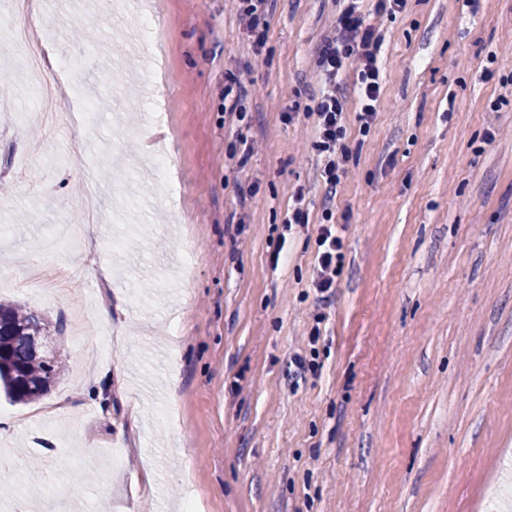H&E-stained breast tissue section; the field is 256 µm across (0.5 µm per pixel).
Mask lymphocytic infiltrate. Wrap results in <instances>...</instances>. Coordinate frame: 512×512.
<instances>
[{
	"label": "lymphocytic infiltrate",
	"instance_id": "1",
	"mask_svg": "<svg viewBox=\"0 0 512 512\" xmlns=\"http://www.w3.org/2000/svg\"><path fill=\"white\" fill-rule=\"evenodd\" d=\"M333 32L320 47L318 65L325 85L313 110L318 139L315 149L322 157V178L329 193H336L347 172L350 154L344 145L346 137V96L341 76L348 63H357L359 72L358 98L360 109L356 114L361 133H369L377 119V102L381 93L377 52L380 37L367 24L359 0H344ZM318 256L313 286L323 304H331L335 296L336 279L342 271L344 240L333 225L323 224L318 229Z\"/></svg>",
	"mask_w": 512,
	"mask_h": 512
}]
</instances>
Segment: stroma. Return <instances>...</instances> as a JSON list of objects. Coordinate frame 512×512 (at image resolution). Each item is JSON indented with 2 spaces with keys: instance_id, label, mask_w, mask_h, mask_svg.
Returning <instances> with one entry per match:
<instances>
[{
  "instance_id": "stroma-1",
  "label": "stroma",
  "mask_w": 512,
  "mask_h": 512,
  "mask_svg": "<svg viewBox=\"0 0 512 512\" xmlns=\"http://www.w3.org/2000/svg\"><path fill=\"white\" fill-rule=\"evenodd\" d=\"M35 2L0 0V300L54 326L66 371L37 402L0 393V475L25 479L0 506L489 512L512 497V0H407L393 18L362 0L382 93L360 134L346 69L329 306L312 286L315 120L283 115L314 108L341 0H273L259 55L231 0ZM33 17L77 65L49 97L12 40ZM228 71L249 89L240 116ZM77 85L92 121L65 112ZM299 192L309 222L290 227ZM248 90L240 76L233 72L224 74V110L225 112H237L239 103L247 97ZM228 101V107L226 106Z\"/></svg>"
}]
</instances>
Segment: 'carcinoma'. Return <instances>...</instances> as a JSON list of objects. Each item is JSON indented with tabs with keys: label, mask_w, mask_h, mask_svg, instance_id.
Masks as SVG:
<instances>
[{
	"label": "carcinoma",
	"mask_w": 512,
	"mask_h": 512,
	"mask_svg": "<svg viewBox=\"0 0 512 512\" xmlns=\"http://www.w3.org/2000/svg\"><path fill=\"white\" fill-rule=\"evenodd\" d=\"M50 335L49 323L36 312L0 302V388L14 403L40 400L57 382L62 361L34 349L32 336Z\"/></svg>",
	"instance_id": "1"
}]
</instances>
